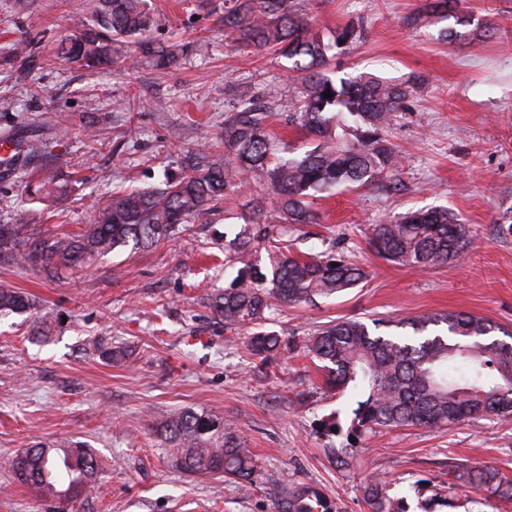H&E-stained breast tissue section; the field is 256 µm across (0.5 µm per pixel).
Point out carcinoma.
<instances>
[{
  "label": "carcinoma",
  "mask_w": 512,
  "mask_h": 512,
  "mask_svg": "<svg viewBox=\"0 0 512 512\" xmlns=\"http://www.w3.org/2000/svg\"><path fill=\"white\" fill-rule=\"evenodd\" d=\"M221 17L226 38L242 47L274 48L290 61L301 80V97L286 124L302 130L317 145L291 158L279 155L282 138L269 130V112L249 106L224 118V149L188 157V172L168 177L159 187L117 193L98 209L94 222L80 235L47 236L23 241L16 224H0V265L29 266L47 280L62 267L75 268L129 244L151 247L247 186L259 189L253 214L235 238L237 253L273 242L275 224H314L313 200L336 188H363L396 172L401 158L387 137L395 113L411 96L410 86L375 77L335 82L324 70L335 51L355 43L357 28L346 26L328 38L313 28L308 16L291 9L288 0H230ZM459 0H438L434 13L467 27L472 19ZM156 18L146 0H96L92 27L69 39L56 57L63 62L98 66L129 58L131 45L158 67L173 63L174 50L150 38ZM331 92L326 99L323 94ZM72 180L49 167L26 182L32 200L65 194ZM276 212L275 223L263 220ZM473 243L470 225L446 208L397 216L371 228L369 247L385 261L426 269L460 261ZM367 278L360 266L334 254L269 253L265 268L245 264L230 285L208 296V306L236 332L251 325L247 353L261 369L290 348L263 323L281 307L344 293ZM36 308L28 293L0 285V315ZM415 335L388 338L373 334L357 319L332 322L304 339L307 355L320 362L326 383L349 388L366 399L354 410L352 429L360 435L397 427L439 429L465 420L494 416L512 420V343L489 339L499 331L490 320L465 311L432 314L412 323ZM433 331H428V327ZM107 363L127 358L110 343L94 346ZM170 448V464L190 475L222 474L241 486L255 470L253 456L236 425L205 410H185L155 425ZM23 485L48 497L60 487L77 500L96 480L100 469L94 451L81 441L65 447L37 442L3 462ZM464 481L476 498L491 495L512 501V483L490 466L448 471ZM275 512H329L313 489L284 483L269 489ZM364 496L370 512H402L386 481L376 479Z\"/></svg>",
  "instance_id": "cac0c4a2"
}]
</instances>
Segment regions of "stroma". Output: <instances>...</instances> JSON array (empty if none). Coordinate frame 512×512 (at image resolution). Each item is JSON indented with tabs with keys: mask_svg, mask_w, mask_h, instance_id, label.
<instances>
[{
	"mask_svg": "<svg viewBox=\"0 0 512 512\" xmlns=\"http://www.w3.org/2000/svg\"><path fill=\"white\" fill-rule=\"evenodd\" d=\"M95 0H0V224L29 237L79 234L113 191L160 185L184 154L220 144L224 118L241 104L272 107L270 124L297 153L314 147L286 127L300 96L287 59L229 47L215 23L224 0H148L154 35L181 51L159 70L149 59L95 68L52 57L91 22ZM324 34L352 25L362 37L336 54L332 79L374 76L416 89L387 130L403 158L394 176L317 199L319 219L288 230L293 253L333 251L368 271L343 294L275 313L269 329L303 340L319 326L380 320V334L428 313L466 311L512 330V235L498 222L512 210V0H460L484 26L479 41L442 39L434 0H292ZM19 38L31 54H12ZM44 164L73 177L72 190L26 201L22 187ZM253 188L149 248L124 247L47 281L32 268L1 267L35 312L0 319V460L62 438L102 462L96 484L67 512H274L267 490L289 479L317 490L332 512H370L363 488L390 480L407 512H456L448 470L488 465L512 479V422L468 420L445 429L402 427L349 444L344 430L361 399L338 392L302 348L259 370L247 331L227 332L204 300L227 287L239 257L232 246ZM461 215L476 243L458 264L427 270L379 258L374 224L422 208ZM44 335H35L40 315ZM123 346L127 362L105 363L92 343ZM233 420L256 461L241 490L222 476L174 471L156 437L161 419L185 409ZM337 414L341 433L320 422ZM345 466H336L333 453ZM0 512H56L0 467Z\"/></svg>",
	"mask_w": 512,
	"mask_h": 512,
	"instance_id": "obj_1",
	"label": "stroma"
}]
</instances>
